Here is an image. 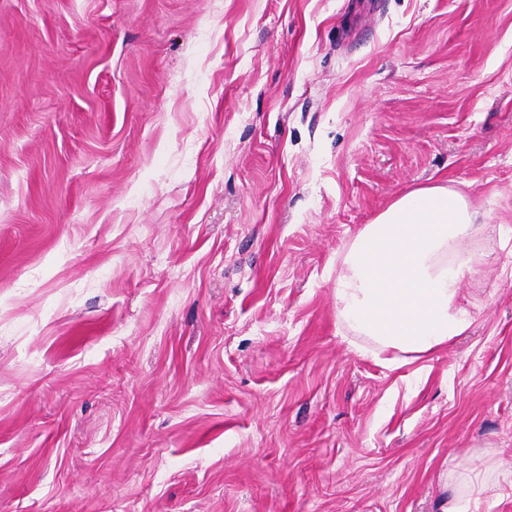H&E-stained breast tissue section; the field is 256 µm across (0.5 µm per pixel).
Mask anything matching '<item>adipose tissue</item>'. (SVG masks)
Returning a JSON list of instances; mask_svg holds the SVG:
<instances>
[{
    "instance_id": "adipose-tissue-1",
    "label": "adipose tissue",
    "mask_w": 512,
    "mask_h": 512,
    "mask_svg": "<svg viewBox=\"0 0 512 512\" xmlns=\"http://www.w3.org/2000/svg\"><path fill=\"white\" fill-rule=\"evenodd\" d=\"M475 216L445 184L402 193L352 242L336 277L338 314L351 329L419 359L468 331L460 284L474 259L461 243Z\"/></svg>"
}]
</instances>
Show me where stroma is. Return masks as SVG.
<instances>
[{
	"mask_svg": "<svg viewBox=\"0 0 512 512\" xmlns=\"http://www.w3.org/2000/svg\"><path fill=\"white\" fill-rule=\"evenodd\" d=\"M476 214L415 361L336 270ZM512 0H0V512H512ZM473 224L464 195L448 184L402 193L359 231L344 257L336 277L343 322L413 359L468 331L473 315L460 284L474 258L461 242ZM482 491V483L470 481L461 493L441 504L440 512H471V502H477Z\"/></svg>",
	"mask_w": 512,
	"mask_h": 512,
	"instance_id": "1",
	"label": "stroma"
}]
</instances>
